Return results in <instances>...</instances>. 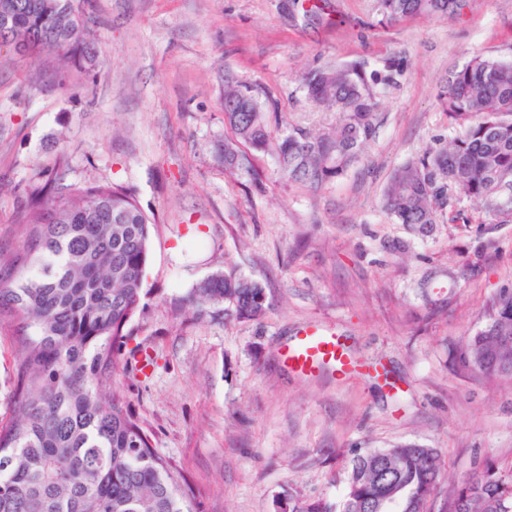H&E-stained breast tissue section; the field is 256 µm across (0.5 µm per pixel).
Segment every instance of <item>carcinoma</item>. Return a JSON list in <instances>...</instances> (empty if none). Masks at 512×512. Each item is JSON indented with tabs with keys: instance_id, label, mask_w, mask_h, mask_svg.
Returning <instances> with one entry per match:
<instances>
[{
	"instance_id": "carcinoma-1",
	"label": "carcinoma",
	"mask_w": 512,
	"mask_h": 512,
	"mask_svg": "<svg viewBox=\"0 0 512 512\" xmlns=\"http://www.w3.org/2000/svg\"><path fill=\"white\" fill-rule=\"evenodd\" d=\"M0 47L20 45L52 61L60 54L93 66L99 56L84 0H8ZM390 19L452 17L448 0H379ZM400 63L370 73L363 64L302 76L308 98L336 112L316 132L288 128L248 88L224 90V166L241 147L275 155L280 175L312 189L338 178L377 132V89L396 84ZM454 134L396 168L384 189L394 220L424 234L436 224H473L469 202L512 223V61L473 53L443 98ZM23 247L0 253V324L13 332L10 416L0 421V512H199L198 495L153 449L148 429L117 382L115 357L142 300L151 220L114 184H67L57 169L31 188L19 212ZM198 316L224 310L256 320L265 289L217 271L188 295ZM465 369L512 381V288L486 302L484 323L459 348ZM445 471L437 448L401 443L356 449L343 497L333 503L297 491L285 512H428ZM442 512H512V470L488 464L452 486Z\"/></svg>"
}]
</instances>
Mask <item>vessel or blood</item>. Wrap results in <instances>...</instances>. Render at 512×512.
<instances>
[{
	"label": "vessel or blood",
	"instance_id": "obj_1",
	"mask_svg": "<svg viewBox=\"0 0 512 512\" xmlns=\"http://www.w3.org/2000/svg\"><path fill=\"white\" fill-rule=\"evenodd\" d=\"M281 357L290 371L303 377L315 376L325 367L342 378L372 371L351 353L343 336L317 324L302 327L282 348Z\"/></svg>",
	"mask_w": 512,
	"mask_h": 512
}]
</instances>
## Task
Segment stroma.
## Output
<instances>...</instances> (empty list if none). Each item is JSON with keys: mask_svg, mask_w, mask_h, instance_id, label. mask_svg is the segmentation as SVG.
I'll use <instances>...</instances> for the list:
<instances>
[{"mask_svg": "<svg viewBox=\"0 0 512 512\" xmlns=\"http://www.w3.org/2000/svg\"><path fill=\"white\" fill-rule=\"evenodd\" d=\"M87 0L100 66L65 87L35 55L0 49V252L25 241L16 212L60 167L70 183L130 189L155 222L143 307L127 326L119 380L131 408L200 493V512H277L285 491L339 501L352 450L411 442L446 460L448 484L485 463L512 467V384L461 369L457 352L486 301L512 286V224H439L412 234L387 215L391 173L452 129L450 74L475 52L512 59V0L459 15L384 20L378 0ZM399 60L374 140L317 190L248 152L227 170L224 88L254 89L292 128L334 115L304 73ZM264 287L256 320L191 319L182 301L215 271ZM308 324L346 336L389 381L325 371L306 379L279 351ZM149 350L140 374L130 350Z\"/></svg>", "mask_w": 512, "mask_h": 512, "instance_id": "1", "label": "stroma"}]
</instances>
